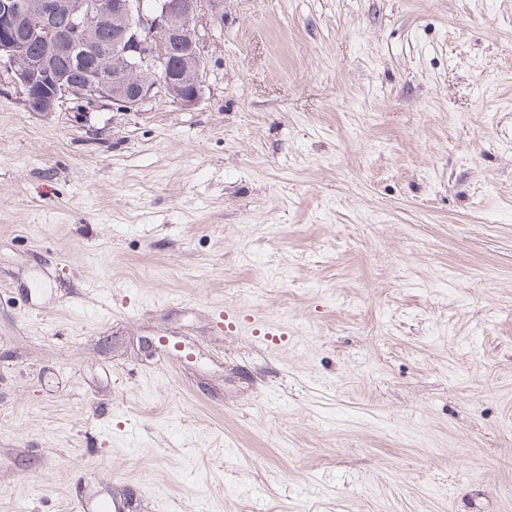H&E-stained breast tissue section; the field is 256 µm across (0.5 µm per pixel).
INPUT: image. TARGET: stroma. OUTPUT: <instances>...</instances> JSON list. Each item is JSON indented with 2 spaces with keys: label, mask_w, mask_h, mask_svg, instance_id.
<instances>
[{
  "label": "stroma",
  "mask_w": 512,
  "mask_h": 512,
  "mask_svg": "<svg viewBox=\"0 0 512 512\" xmlns=\"http://www.w3.org/2000/svg\"><path fill=\"white\" fill-rule=\"evenodd\" d=\"M201 35L189 108L0 72V512H512V0Z\"/></svg>",
  "instance_id": "stroma-1"
}]
</instances>
